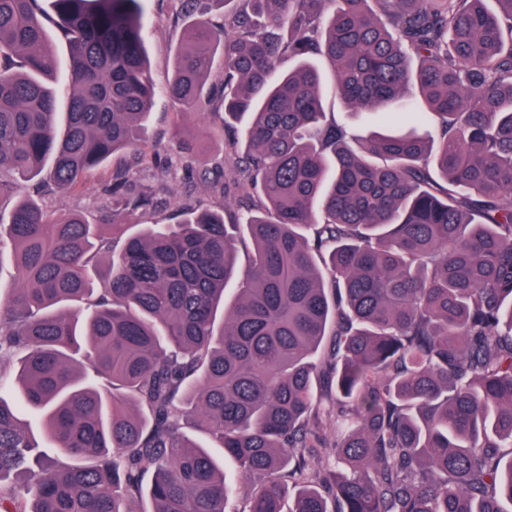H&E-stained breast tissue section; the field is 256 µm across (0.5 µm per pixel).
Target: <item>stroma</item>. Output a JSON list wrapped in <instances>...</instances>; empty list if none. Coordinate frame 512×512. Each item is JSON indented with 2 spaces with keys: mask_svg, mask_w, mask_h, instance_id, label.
<instances>
[{
  "mask_svg": "<svg viewBox=\"0 0 512 512\" xmlns=\"http://www.w3.org/2000/svg\"><path fill=\"white\" fill-rule=\"evenodd\" d=\"M145 10L144 36L157 86H164L171 76L173 56L183 38V25L172 24L170 0H143ZM147 143H161L168 150V165L157 168L144 164L131 172L129 184L134 188L163 184L178 197L189 195L204 206L222 204L201 181V173L220 177L225 168L224 125L220 117L207 116L195 110L176 112L164 93L153 99L147 123ZM111 175L110 168L91 172L69 192L49 199L58 209H77L91 220L97 219L102 205L101 187Z\"/></svg>",
  "mask_w": 512,
  "mask_h": 512,
  "instance_id": "35a3bbf8",
  "label": "stroma"
}]
</instances>
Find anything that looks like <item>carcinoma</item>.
I'll return each mask as SVG.
<instances>
[{"mask_svg": "<svg viewBox=\"0 0 512 512\" xmlns=\"http://www.w3.org/2000/svg\"><path fill=\"white\" fill-rule=\"evenodd\" d=\"M43 2L0 0V386L60 458L0 396V512H229L185 425L255 485L245 512H512V0H175L192 44L164 91L224 113L214 188L251 196L132 234L112 220L167 202L127 185L157 90L142 0ZM317 56L351 114L409 126L353 135ZM117 155L98 224L17 195ZM323 74L322 103L326 112H346L343 102L336 97L334 78L330 65L325 59L315 61ZM5 396L17 411L19 417L27 425L28 429L36 436L42 433V419L37 413H34L27 406L22 390L18 386H11Z\"/></svg>", "mask_w": 512, "mask_h": 512, "instance_id": "carcinoma-1", "label": "carcinoma"}]
</instances>
